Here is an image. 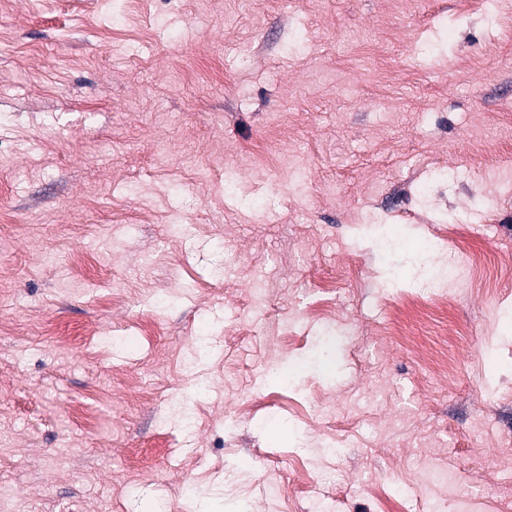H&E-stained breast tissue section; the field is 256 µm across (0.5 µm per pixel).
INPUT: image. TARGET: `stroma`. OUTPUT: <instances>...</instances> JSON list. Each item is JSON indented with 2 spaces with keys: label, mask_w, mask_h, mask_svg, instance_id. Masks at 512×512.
Masks as SVG:
<instances>
[{
  "label": "stroma",
  "mask_w": 512,
  "mask_h": 512,
  "mask_svg": "<svg viewBox=\"0 0 512 512\" xmlns=\"http://www.w3.org/2000/svg\"><path fill=\"white\" fill-rule=\"evenodd\" d=\"M491 156L512 0H0V512H512ZM444 277L436 280H429L427 286L424 288H437L438 293L441 297H446L451 294L450 288H464L467 282V271L465 267L453 261L448 260V279ZM444 279V280H443ZM448 288V290H447Z\"/></svg>",
  "instance_id": "obj_1"
}]
</instances>
